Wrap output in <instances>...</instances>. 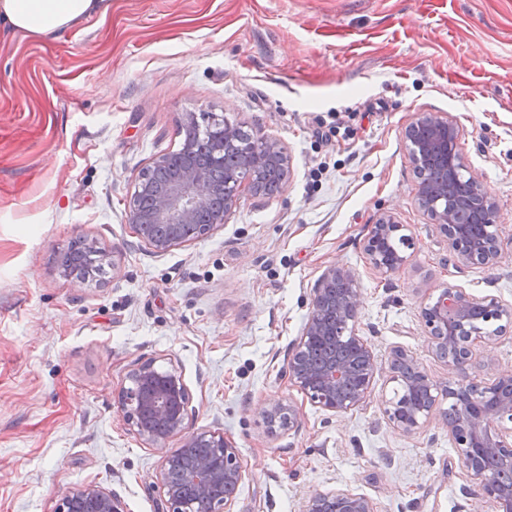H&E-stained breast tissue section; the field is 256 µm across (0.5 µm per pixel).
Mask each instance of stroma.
I'll return each instance as SVG.
<instances>
[{"instance_id":"1","label":"stroma","mask_w":512,"mask_h":512,"mask_svg":"<svg viewBox=\"0 0 512 512\" xmlns=\"http://www.w3.org/2000/svg\"><path fill=\"white\" fill-rule=\"evenodd\" d=\"M422 112L463 129L459 152L499 207L496 267L459 264L415 201L405 129ZM189 113L277 141L290 175L157 254L126 222L129 197L143 167L180 148ZM385 211L413 239L390 278L364 251ZM77 238L115 261L79 288L56 262ZM333 263L355 275L378 362L403 347L440 385L448 367L420 318L436 289L512 306V0H112L54 41L0 37V512H56L87 483L125 512H168L160 458L121 411L149 360L181 375L191 431L238 448L230 512H300L331 489L376 512H496L470 495L447 399L405 435L384 414L386 373L340 416L284 376ZM493 367L512 368V325L475 347L467 377ZM274 400L296 428L268 426Z\"/></svg>"}]
</instances>
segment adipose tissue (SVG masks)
<instances>
[{
  "label": "adipose tissue",
  "instance_id": "ef3b65f1",
  "mask_svg": "<svg viewBox=\"0 0 512 512\" xmlns=\"http://www.w3.org/2000/svg\"><path fill=\"white\" fill-rule=\"evenodd\" d=\"M112 0H0V32L22 33L43 41L106 15Z\"/></svg>",
  "mask_w": 512,
  "mask_h": 512
}]
</instances>
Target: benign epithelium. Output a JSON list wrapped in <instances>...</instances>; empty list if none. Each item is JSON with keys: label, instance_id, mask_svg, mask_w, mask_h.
Wrapping results in <instances>:
<instances>
[{"label": "benign epithelium", "instance_id": "7a95c632", "mask_svg": "<svg viewBox=\"0 0 512 512\" xmlns=\"http://www.w3.org/2000/svg\"><path fill=\"white\" fill-rule=\"evenodd\" d=\"M460 138L461 128L448 114L420 113L407 126L405 139L418 178L416 200L448 238L459 263L493 268L501 253V239L499 208L491 193L479 179L469 177L470 209L485 224L486 242L479 249L467 226L456 223L447 185L427 179L425 164L439 151L447 155L450 165L464 170L457 151ZM260 144V150L245 156L242 173L223 184L188 163L153 195L150 206H142L138 195H132L127 223L157 254L188 244L183 233L188 224L196 225V237H203L227 222L242 189L257 191L255 177L269 159L281 158L284 172L290 173L289 159L277 142L264 138ZM400 231L402 225L390 212L381 215L373 226L365 253L377 272L396 274L409 263L410 254L386 251L389 240ZM361 307L362 294L352 271L344 266L327 267L313 288L310 314L288 354V379L312 403L334 415L345 414L362 403L379 371L367 340L355 327ZM475 308L484 310L490 321L512 316L499 302L474 297L460 288L446 286L436 290L435 301L423 307L420 316L436 353L444 355L454 380L439 387L419 369L412 354L400 347L394 349L388 362L389 380L402 387L406 395L389 402L385 415L392 428L408 435L430 419L439 396L455 399V413L447 420L448 432L475 484V500H491L498 512H512V481H502L484 463V456L493 454L512 467V369L497 370L492 381L482 386L466 379L472 348L493 340L467 324L468 315ZM121 407L124 421L161 457L160 483L170 512H189L182 499V486H192L204 496L213 484L224 485L225 493L211 512H230L243 479L239 451L219 432L188 431L186 388L176 372H161L151 361L142 363L133 374L132 386L122 390ZM265 418L270 425L289 430L297 423V411L274 401L265 410ZM177 436L182 439V448H210L212 452L178 473L175 461L181 448L169 447ZM76 503L84 505L83 512H124L117 497L95 484L73 488L62 499L58 512H74ZM301 512L375 509L365 496L336 489L310 495Z\"/></svg>", "mask_w": 512, "mask_h": 512}]
</instances>
